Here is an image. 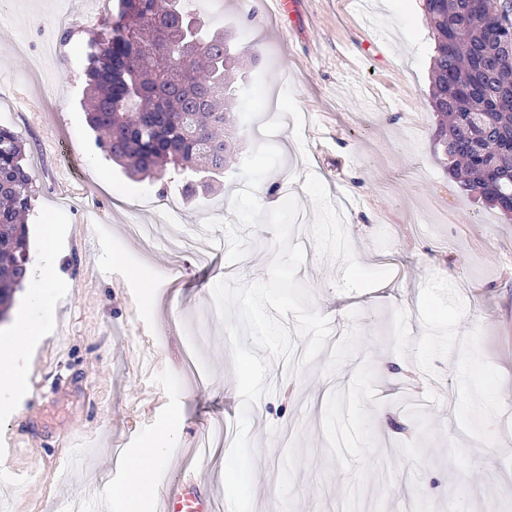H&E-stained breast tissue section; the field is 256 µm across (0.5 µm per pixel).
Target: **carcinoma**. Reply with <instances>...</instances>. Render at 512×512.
I'll return each instance as SVG.
<instances>
[{
	"label": "carcinoma",
	"mask_w": 512,
	"mask_h": 512,
	"mask_svg": "<svg viewBox=\"0 0 512 512\" xmlns=\"http://www.w3.org/2000/svg\"><path fill=\"white\" fill-rule=\"evenodd\" d=\"M435 40L436 145L462 189L512 212V0H422ZM195 20L194 38L183 22ZM256 53H231L184 0H119L88 42L87 122L132 178L180 177L182 191L224 173L235 155L234 106ZM31 177L19 136L0 126V320L29 275Z\"/></svg>",
	"instance_id": "cac0c4a2"
}]
</instances>
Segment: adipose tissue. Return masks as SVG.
Returning <instances> with one entry per match:
<instances>
[{"label": "adipose tissue", "instance_id": "adipose-tissue-1", "mask_svg": "<svg viewBox=\"0 0 512 512\" xmlns=\"http://www.w3.org/2000/svg\"><path fill=\"white\" fill-rule=\"evenodd\" d=\"M43 335L41 323L30 318L25 311H17L11 335L0 339V381L11 384L13 390H21L28 373L27 362L17 353L18 346L37 344ZM176 434L175 420H168L148 448L142 449L128 461L131 491L125 492V512H139L141 501L153 495L157 489V473L165 457L168 442Z\"/></svg>", "mask_w": 512, "mask_h": 512}]
</instances>
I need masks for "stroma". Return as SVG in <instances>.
Instances as JSON below:
<instances>
[{"label":"stroma","instance_id":"obj_1","mask_svg":"<svg viewBox=\"0 0 512 512\" xmlns=\"http://www.w3.org/2000/svg\"><path fill=\"white\" fill-rule=\"evenodd\" d=\"M243 31L259 87L239 155L270 141L280 170L261 199L301 206L297 280L332 334L314 363L271 362L274 392L250 414L254 512H512V219L462 192L434 149V40L421 0H295ZM116 0H10L0 13V125L31 176V257L57 227L62 280L46 334L25 350L21 398L0 399V472L17 512H122L106 494L125 461L177 418L159 473L198 471L214 501L229 449L200 455L241 408L222 278H266L273 233L227 261L239 164L208 195L129 179L85 123L88 40Z\"/></svg>","mask_w":512,"mask_h":512}]
</instances>
